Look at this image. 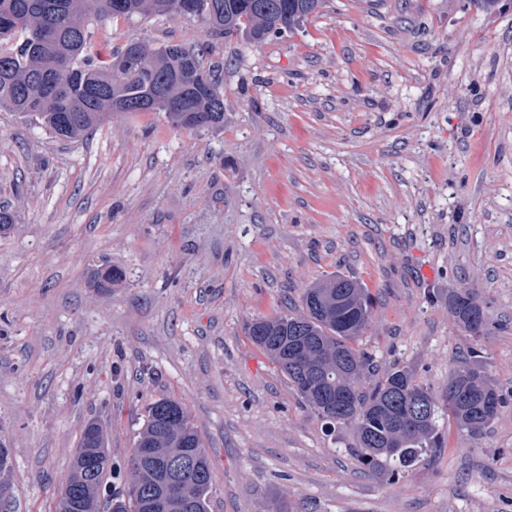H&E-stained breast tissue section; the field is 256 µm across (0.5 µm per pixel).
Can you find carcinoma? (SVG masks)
I'll list each match as a JSON object with an SVG mask.
<instances>
[{
    "label": "carcinoma",
    "instance_id": "obj_1",
    "mask_svg": "<svg viewBox=\"0 0 512 512\" xmlns=\"http://www.w3.org/2000/svg\"><path fill=\"white\" fill-rule=\"evenodd\" d=\"M0 0V110L18 112L59 139L92 133L114 112L135 114L155 92L163 95L170 121L189 130L224 126V91L200 52L181 44L149 48L138 44L141 63L120 65L126 51L99 63L88 53V21L137 15L176 16V0ZM197 19L226 37L260 44L300 26L326 7V0H198ZM120 272L97 269L94 287L110 288ZM303 313L256 318L246 333L276 365L301 399L328 424L355 423L360 462L370 469H407L440 441V405L429 388L405 368H394L369 384L374 359L359 347L371 315L372 299L359 282L341 275L324 278L302 296ZM456 323L478 340L488 318L472 288L448 296ZM305 346L300 359L290 350ZM428 408L415 422L407 414L414 399ZM448 418L471 437L481 436L505 407L482 363L473 359L448 378L444 392ZM142 448H158L152 461L138 458ZM190 455L195 466L178 475L184 496L167 493V460ZM112 455L103 429L88 425L70 473L57 497L55 512H208L213 492L212 464L187 407L161 397L147 410L123 469V487L112 488Z\"/></svg>",
    "mask_w": 512,
    "mask_h": 512
}]
</instances>
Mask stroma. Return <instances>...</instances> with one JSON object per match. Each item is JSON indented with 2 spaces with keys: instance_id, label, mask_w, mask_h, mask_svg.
<instances>
[{
  "instance_id": "35a3bbf8",
  "label": "stroma",
  "mask_w": 512,
  "mask_h": 512,
  "mask_svg": "<svg viewBox=\"0 0 512 512\" xmlns=\"http://www.w3.org/2000/svg\"><path fill=\"white\" fill-rule=\"evenodd\" d=\"M204 47L224 127L115 114L62 141L0 112V442L14 512H53L87 423L112 459L149 405L188 408L213 467L210 512H512V0H328L259 45L185 17L91 24ZM123 272L93 285L102 262ZM330 274L374 297L359 343L434 395L477 349L509 404L479 438L398 476L363 466L353 425L325 424L246 322L301 308ZM476 289L473 339L449 291Z\"/></svg>"
}]
</instances>
